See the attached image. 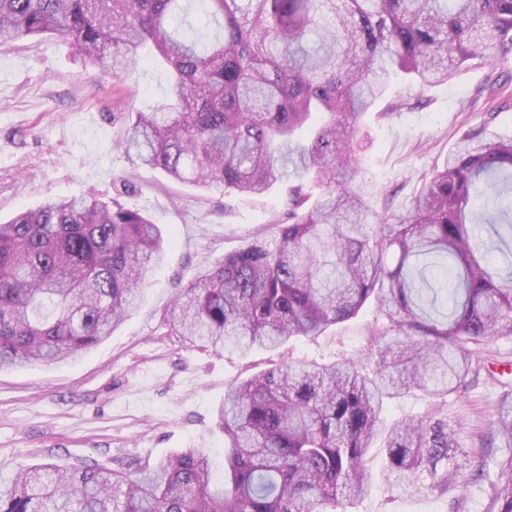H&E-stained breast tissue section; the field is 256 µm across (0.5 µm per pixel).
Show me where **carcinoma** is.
Here are the masks:
<instances>
[{"instance_id":"carcinoma-1","label":"carcinoma","mask_w":512,"mask_h":512,"mask_svg":"<svg viewBox=\"0 0 512 512\" xmlns=\"http://www.w3.org/2000/svg\"><path fill=\"white\" fill-rule=\"evenodd\" d=\"M55 37L119 78L152 45L165 102L125 117L119 146L200 189L289 185L286 221L205 267L164 315L191 345L245 355L315 338L375 308L364 358L282 361L230 384L215 412L224 483L182 448L155 464L59 460L0 477V512H350L370 452L388 485L451 498L487 486L512 512V390L481 447L441 407L381 429L384 400L464 395L486 345L512 336V272L476 226L512 235V136L481 127L424 175L403 212L371 208L356 133L391 78L425 90L512 54V0H0V47ZM160 225L90 193L0 224V370L76 359L131 313L164 260Z\"/></svg>"}]
</instances>
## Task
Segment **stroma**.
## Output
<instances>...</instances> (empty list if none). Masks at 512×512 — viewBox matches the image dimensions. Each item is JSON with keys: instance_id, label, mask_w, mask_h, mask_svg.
<instances>
[{"instance_id": "obj_1", "label": "stroma", "mask_w": 512, "mask_h": 512, "mask_svg": "<svg viewBox=\"0 0 512 512\" xmlns=\"http://www.w3.org/2000/svg\"><path fill=\"white\" fill-rule=\"evenodd\" d=\"M498 84L501 92L489 96ZM171 94L161 67L140 64L120 79L82 63L55 39L0 49V222L46 199L97 190L103 198L147 211L173 237L165 264L147 277L144 298L112 336L80 359L0 373V475L58 456L77 464L113 456L157 461L189 446L212 458V481L224 480V436L214 413L225 384L272 367L275 352L243 358L183 344L163 315L200 270L251 241L283 215L287 183L264 196L199 191L138 166L119 147L127 113ZM405 108L389 118L368 114L358 135L361 167L376 193L373 209L409 207L418 179L442 163L472 128L512 134V56L489 67L470 63L448 84L404 90ZM373 308L316 339L288 344L292 359L328 362L360 357ZM497 385L449 398V423L466 439L487 431L501 384L512 385V336L491 342ZM370 464L371 487L356 512H451L447 500L405 498Z\"/></svg>"}]
</instances>
